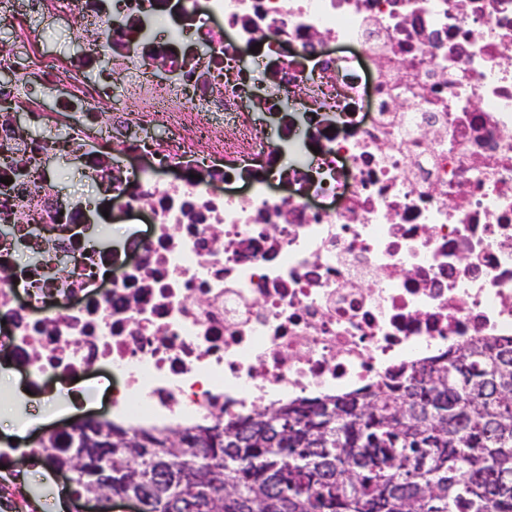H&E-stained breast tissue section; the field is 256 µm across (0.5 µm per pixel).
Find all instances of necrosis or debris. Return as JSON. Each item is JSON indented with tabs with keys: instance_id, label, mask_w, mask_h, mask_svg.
Masks as SVG:
<instances>
[{
	"instance_id": "4bbe7bcc",
	"label": "necrosis or debris",
	"mask_w": 512,
	"mask_h": 512,
	"mask_svg": "<svg viewBox=\"0 0 512 512\" xmlns=\"http://www.w3.org/2000/svg\"><path fill=\"white\" fill-rule=\"evenodd\" d=\"M0 34V349L31 380L106 372L152 432L512 338V0H0ZM60 146L149 231L113 247L21 175ZM81 38V33L70 27H64L62 29L50 27L46 33V39L52 46L66 51L72 49L78 41H81Z\"/></svg>"
}]
</instances>
